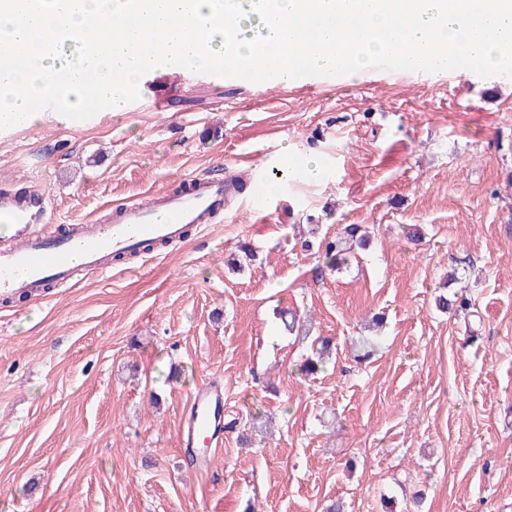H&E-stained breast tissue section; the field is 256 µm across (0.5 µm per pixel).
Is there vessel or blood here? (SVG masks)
Returning a JSON list of instances; mask_svg holds the SVG:
<instances>
[{
  "instance_id": "1",
  "label": "vessel or blood",
  "mask_w": 512,
  "mask_h": 512,
  "mask_svg": "<svg viewBox=\"0 0 512 512\" xmlns=\"http://www.w3.org/2000/svg\"><path fill=\"white\" fill-rule=\"evenodd\" d=\"M227 179L195 176L171 191H155L148 203H121L107 222L71 224L60 234L40 228L46 196L39 192L0 195V222L15 227V241L0 249V298H38L51 283L67 280L73 271H107L114 258L129 254L154 257L156 244H177L185 231L210 223L231 195ZM224 393L207 384L192 394L180 440L195 448L210 445L221 431Z\"/></svg>"
}]
</instances>
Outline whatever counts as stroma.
I'll use <instances>...</instances> for the list:
<instances>
[{
  "mask_svg": "<svg viewBox=\"0 0 512 512\" xmlns=\"http://www.w3.org/2000/svg\"><path fill=\"white\" fill-rule=\"evenodd\" d=\"M146 82L119 115L0 131V190L41 188L50 232L219 158L248 189L157 259L0 302V512H404L419 489L423 512H512V80ZM289 142L322 179L252 198ZM347 224L371 244L326 270ZM319 336L332 360L301 377ZM209 383L239 424L200 468L179 427Z\"/></svg>",
  "mask_w": 512,
  "mask_h": 512,
  "instance_id": "stroma-1",
  "label": "stroma"
}]
</instances>
